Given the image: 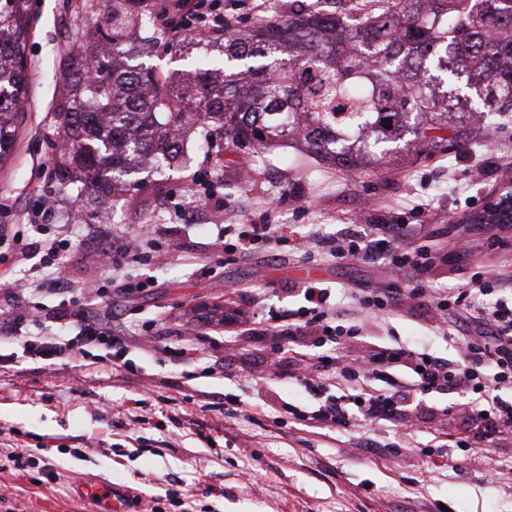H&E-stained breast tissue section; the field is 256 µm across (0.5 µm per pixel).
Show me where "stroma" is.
<instances>
[{
    "label": "stroma",
    "instance_id": "obj_1",
    "mask_svg": "<svg viewBox=\"0 0 512 512\" xmlns=\"http://www.w3.org/2000/svg\"><path fill=\"white\" fill-rule=\"evenodd\" d=\"M84 0H34L27 45L28 90L17 146L0 165V204L8 223H42L45 235L68 223L70 201L54 180L57 109L65 58L79 30L95 28L98 14ZM224 22L243 30L256 19L277 20L288 0H223ZM144 62L163 72L185 69L178 45L163 37L131 39ZM188 166L165 176L146 171L137 184L111 203L112 221L93 217L73 226L72 249L63 263L72 283L104 285L91 307L113 333L130 338L135 372L103 362L87 368L51 365L42 369L7 361L0 344V448H24L41 457L56 481H38L37 470L21 474L0 467V512H91L78 486L104 482L142 499L176 489L182 507L164 512H512V440L488 456L455 448V467L436 468L422 479L425 450L440 445L459 426L445 414L454 394L427 397L419 421L405 426L367 425L336 431L280 420L284 403L305 406L310 397L287 380H272L255 367L254 343L219 323L209 307L233 302L248 318L265 309L298 307L291 283L305 273L331 286L337 304L350 305L348 291L384 286L378 265L339 263L325 256L305 260L289 255L300 237L333 235L352 224H422L427 232L455 241L457 232L487 236L486 206L512 190L503 163L512 157V112L493 123L470 125L449 148H431L404 135L395 150L365 156L358 170L317 164L291 148L258 152L248 144L224 145V170L215 172L213 149L200 138L187 145ZM213 189L203 205L183 216L175 205L197 175ZM228 224H275L280 242L226 258ZM128 238L155 239L156 250L139 263L102 270L90 243L104 231ZM512 261V246L501 253L474 252L436 260L426 277L432 287L455 288L473 272L492 277L501 258ZM150 280L151 288L127 292L126 282ZM68 297L0 290V307L17 314L37 312L51 332L66 329L62 311ZM358 336L347 339L349 355L369 344L417 346L454 359L455 344L437 329L424 308L398 307L386 318L366 317ZM219 338L205 345L193 363L163 354L164 343L187 330ZM225 359L229 379L204 371L209 356ZM251 403L248 421L225 419L224 399ZM139 417L130 425V417ZM399 454H392L393 444ZM496 469L498 481L487 480Z\"/></svg>",
    "mask_w": 512,
    "mask_h": 512
}]
</instances>
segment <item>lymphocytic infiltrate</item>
Returning <instances> with one entry per match:
<instances>
[{
	"label": "lymphocytic infiltrate",
	"instance_id": "lymphocytic-infiltrate-1",
	"mask_svg": "<svg viewBox=\"0 0 512 512\" xmlns=\"http://www.w3.org/2000/svg\"><path fill=\"white\" fill-rule=\"evenodd\" d=\"M428 235L414 224H370L337 241L322 244L333 260L381 262L393 280L386 288L352 289L357 311L336 307L330 288L306 283L298 288L300 306L271 309L247 334L259 343L260 370L273 379H288L308 393L310 408L287 403L283 409L296 423L348 428L354 423L406 425L418 416L425 398L456 393L453 408L464 436L461 446L488 451L512 437V400L500 397L512 389V277L488 279L475 273L460 288L431 293L423 278L431 265ZM411 277L410 287L396 279ZM427 305L437 317L465 312L476 333L456 337L460 358L450 361L415 347L372 345L348 356L347 338L360 330L359 316L378 317L399 305ZM22 318L0 311V331L21 348L29 363L68 359L78 364L105 360L132 369L126 337L112 333L91 315L80 316L67 334H28Z\"/></svg>",
	"mask_w": 512,
	"mask_h": 512
}]
</instances>
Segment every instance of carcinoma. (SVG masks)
Wrapping results in <instances>:
<instances>
[{"mask_svg":"<svg viewBox=\"0 0 512 512\" xmlns=\"http://www.w3.org/2000/svg\"><path fill=\"white\" fill-rule=\"evenodd\" d=\"M31 0H0V162L14 152L25 94ZM106 30L66 59L54 174L98 215L149 167L184 160L193 135L258 150L293 142L346 169L358 140L403 129L463 134L512 107V0H392L379 13L290 12L242 33H190V68L159 75L127 54V33L159 30L145 0H96Z\"/></svg>","mask_w":512,"mask_h":512,"instance_id":"obj_1","label":"carcinoma"}]
</instances>
